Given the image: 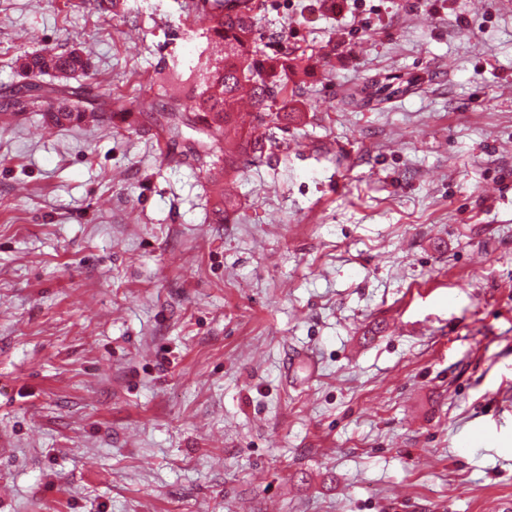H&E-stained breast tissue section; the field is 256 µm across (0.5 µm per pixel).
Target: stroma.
<instances>
[{
  "mask_svg": "<svg viewBox=\"0 0 512 512\" xmlns=\"http://www.w3.org/2000/svg\"><path fill=\"white\" fill-rule=\"evenodd\" d=\"M193 3L0 0V512H494L512 0H263L260 46L310 65L302 118L221 217L196 132L150 112L221 54ZM42 48L89 55L68 85L100 121L14 111ZM381 74L416 84L348 104Z\"/></svg>",
  "mask_w": 512,
  "mask_h": 512,
  "instance_id": "obj_1",
  "label": "stroma"
}]
</instances>
